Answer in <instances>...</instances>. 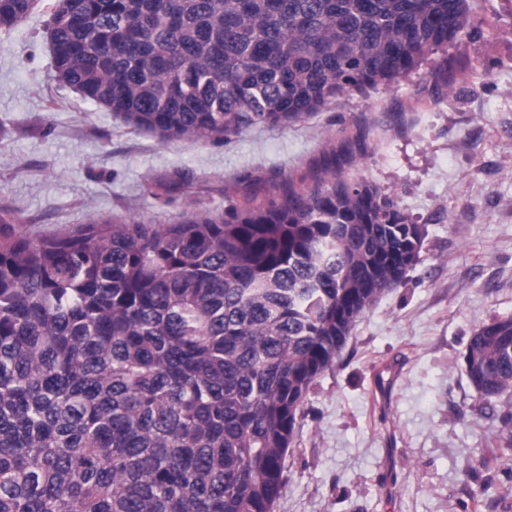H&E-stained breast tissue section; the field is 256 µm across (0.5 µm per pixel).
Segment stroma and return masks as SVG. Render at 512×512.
Returning a JSON list of instances; mask_svg holds the SVG:
<instances>
[{"mask_svg":"<svg viewBox=\"0 0 512 512\" xmlns=\"http://www.w3.org/2000/svg\"><path fill=\"white\" fill-rule=\"evenodd\" d=\"M469 5L447 68L430 60L220 142L161 139L58 82L45 0L0 31V207L19 232L220 216L311 183L340 153L346 174L395 193L422 226L402 284L311 386L274 512H512V455L479 457L507 430L462 361L477 326L512 314V0Z\"/></svg>","mask_w":512,"mask_h":512,"instance_id":"35a3bbf8","label":"stroma"}]
</instances>
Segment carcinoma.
Returning a JSON list of instances; mask_svg holds the SVG:
<instances>
[{
    "instance_id": "carcinoma-1",
    "label": "carcinoma",
    "mask_w": 512,
    "mask_h": 512,
    "mask_svg": "<svg viewBox=\"0 0 512 512\" xmlns=\"http://www.w3.org/2000/svg\"><path fill=\"white\" fill-rule=\"evenodd\" d=\"M35 0H0V29ZM468 0H52L58 81L138 129L219 141L388 86ZM0 208V512H273L308 392L422 242L332 169L267 206L33 238ZM467 378L512 424V316Z\"/></svg>"
}]
</instances>
